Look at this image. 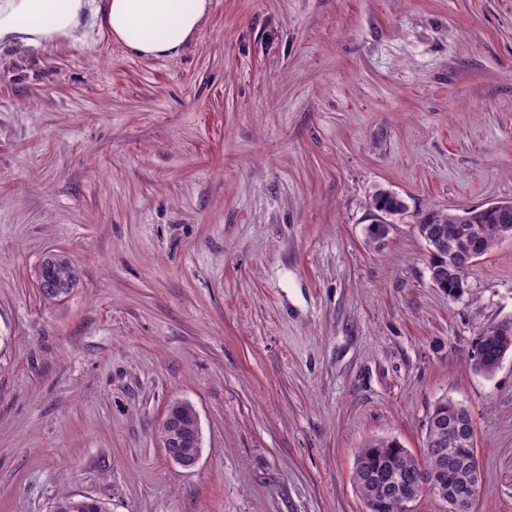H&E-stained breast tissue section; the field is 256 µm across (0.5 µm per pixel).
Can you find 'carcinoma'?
<instances>
[{"mask_svg": "<svg viewBox=\"0 0 512 512\" xmlns=\"http://www.w3.org/2000/svg\"><path fill=\"white\" fill-rule=\"evenodd\" d=\"M372 207L383 212L392 210L401 215L406 210L403 200L390 192L380 191L372 197ZM453 227L451 237L444 238V245L433 248L430 252L429 272L438 287L448 294L449 298L457 295L459 283L448 277V266L445 261L452 254L459 258L471 256L482 257L490 249L501 242L503 237L501 223L492 215L477 207L463 215L429 211L423 214L417 222V230L425 243H430L441 237L442 230ZM79 281V271L62 254H50L45 257L38 269L37 284L42 297L57 300L66 297ZM512 353V332L501 336L494 327L482 328L476 335L473 345L472 359L476 371L492 376L498 370V363ZM187 416L182 422V431L186 442L175 449L182 458L191 460L198 453L195 441L196 428L189 416L192 404L180 402ZM446 422L469 423L470 414L460 404L443 398L439 400L428 417L423 448L430 447L433 437V427ZM422 466L433 470L440 463L422 453L416 457L400 445L395 439H378L369 442L360 449L355 461L354 479L362 498L366 501L379 503L380 512H403L402 503L394 492H383L374 481V476L388 470L393 472L396 484H403L415 496H420L424 488L415 484L417 471ZM52 512H106L104 504L92 497L64 496L59 498L52 507Z\"/></svg>", "mask_w": 512, "mask_h": 512, "instance_id": "1", "label": "carcinoma"}]
</instances>
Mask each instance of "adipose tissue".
Instances as JSON below:
<instances>
[{"label":"adipose tissue","instance_id":"ef3b65f1","mask_svg":"<svg viewBox=\"0 0 512 512\" xmlns=\"http://www.w3.org/2000/svg\"><path fill=\"white\" fill-rule=\"evenodd\" d=\"M210 7V0H0V43L40 48L73 40L82 17L99 14L129 53L172 57L198 36Z\"/></svg>","mask_w":512,"mask_h":512}]
</instances>
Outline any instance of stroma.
Segmentation results:
<instances>
[{"mask_svg": "<svg viewBox=\"0 0 512 512\" xmlns=\"http://www.w3.org/2000/svg\"><path fill=\"white\" fill-rule=\"evenodd\" d=\"M380 191L407 210L370 240ZM512 202V0H211L179 56L101 18L0 44V512H366L367 442L472 418L475 512H512V240L448 298L415 225ZM80 271L37 290L45 254ZM194 469L161 443L172 401ZM79 281V271L62 254H49L38 269L37 284L42 297L57 300L66 297ZM497 326H510L511 329L512 321L482 328L473 345L474 367L486 376L494 375L499 361L512 353V332L509 330L508 336H501L494 330ZM173 404L182 405L184 407L185 412H187L182 422V431L186 437V442L180 448V444L183 442V439L178 437V428L180 426V420L182 419V409L179 406H171L166 410L165 418L162 425L163 448H165V451H167L168 456L170 458H175L181 466L185 468H193L198 463L200 457H197L191 462L186 463L180 460L177 456L170 454L168 450V448H171L173 451L177 452L182 458L186 460L193 459L195 455L198 453L199 448H196L194 439H190L191 437H194L196 434V428L190 416L191 407L193 405L187 401L179 400L172 402L170 405ZM52 512H106V508L95 497L64 496L54 503Z\"/></svg>", "mask_w": 512, "mask_h": 512, "instance_id": "stroma-1", "label": "stroma"}]
</instances>
